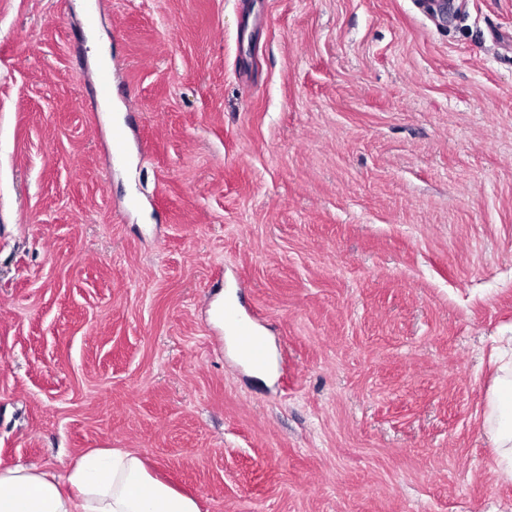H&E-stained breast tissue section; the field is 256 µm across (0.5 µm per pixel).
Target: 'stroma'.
Wrapping results in <instances>:
<instances>
[{"label": "stroma", "mask_w": 512, "mask_h": 512, "mask_svg": "<svg viewBox=\"0 0 512 512\" xmlns=\"http://www.w3.org/2000/svg\"><path fill=\"white\" fill-rule=\"evenodd\" d=\"M502 336L512 0H0V469L127 448L200 512H512ZM224 323H229L235 328V339L238 350L245 359L259 364L266 357V340L244 321L237 309L227 307L224 309ZM488 398L487 422L490 440L498 451L496 465L512 477V360L498 367ZM501 373V374H500Z\"/></svg>", "instance_id": "1"}]
</instances>
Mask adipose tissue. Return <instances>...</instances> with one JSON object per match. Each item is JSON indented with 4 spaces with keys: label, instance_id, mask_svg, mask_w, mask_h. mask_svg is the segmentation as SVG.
I'll return each instance as SVG.
<instances>
[{
    "label": "adipose tissue",
    "instance_id": "1",
    "mask_svg": "<svg viewBox=\"0 0 512 512\" xmlns=\"http://www.w3.org/2000/svg\"><path fill=\"white\" fill-rule=\"evenodd\" d=\"M488 433L496 464L512 477V365H500L488 398ZM0 512H200L191 496L153 477L122 448H99L62 471L0 470Z\"/></svg>",
    "mask_w": 512,
    "mask_h": 512
}]
</instances>
